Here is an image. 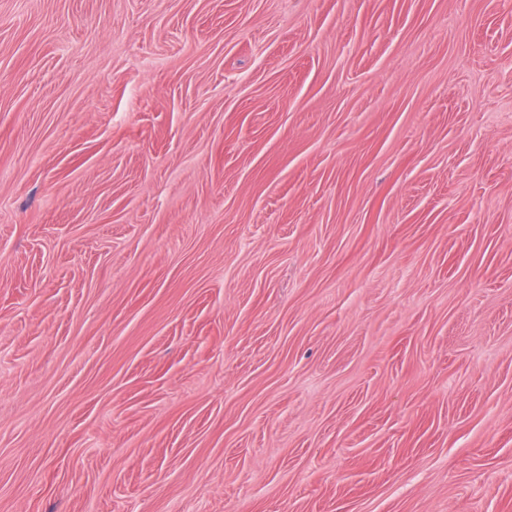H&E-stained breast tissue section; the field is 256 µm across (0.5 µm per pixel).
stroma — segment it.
Here are the masks:
<instances>
[{
    "label": "stroma",
    "mask_w": 512,
    "mask_h": 512,
    "mask_svg": "<svg viewBox=\"0 0 512 512\" xmlns=\"http://www.w3.org/2000/svg\"><path fill=\"white\" fill-rule=\"evenodd\" d=\"M0 512H512V0H0Z\"/></svg>",
    "instance_id": "1"
}]
</instances>
